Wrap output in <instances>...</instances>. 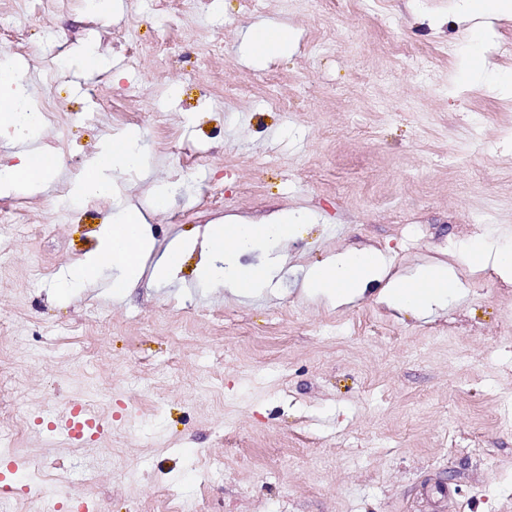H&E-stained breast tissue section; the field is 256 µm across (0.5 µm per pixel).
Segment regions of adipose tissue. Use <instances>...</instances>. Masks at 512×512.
Masks as SVG:
<instances>
[{"instance_id": "adipose-tissue-1", "label": "adipose tissue", "mask_w": 512, "mask_h": 512, "mask_svg": "<svg viewBox=\"0 0 512 512\" xmlns=\"http://www.w3.org/2000/svg\"><path fill=\"white\" fill-rule=\"evenodd\" d=\"M512 17V0H463L456 22L472 35L490 33L494 23ZM0 100L7 102V112L0 114V136L14 143L34 140L44 127V117L32 101L27 86L10 65L0 64ZM133 133L124 132L107 138L99 152L76 181L72 193L76 198L109 197L116 190L118 177L134 166L130 155ZM57 154L49 149L38 155H23L20 163L0 167V187L34 189L44 186L57 173ZM300 222L288 216H277L267 223L215 224L207 230L211 249L209 261L201 268L202 279L224 286L237 296H252L262 285L280 277L284 259L267 255L251 264H243L245 249L295 238ZM153 249L146 232V219L133 205H126L121 215L108 224L98 253L71 271L66 283L83 286L94 282L105 265L120 269L113 276L112 292L125 295L139 280L142 260ZM385 271L383 255L372 248L347 249L329 261L306 270L302 289L336 305L359 299L366 287L379 280ZM459 281L452 267L433 263L419 267L412 274L390 280L386 299L402 311L427 313L444 306L455 295Z\"/></svg>"}]
</instances>
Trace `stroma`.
<instances>
[{"instance_id":"35a3bbf8","label":"stroma","mask_w":512,"mask_h":512,"mask_svg":"<svg viewBox=\"0 0 512 512\" xmlns=\"http://www.w3.org/2000/svg\"><path fill=\"white\" fill-rule=\"evenodd\" d=\"M459 4L204 0L183 38L168 22L185 0H112L92 25L87 0H0L17 75L57 110L34 146L59 158L48 191L0 189L38 227L0 223V391L17 457L52 475L34 493L7 481L11 512H171L176 497L191 512H512V281L460 255L512 245V95L467 78ZM259 24L292 30L280 56H248ZM133 42L172 50L132 63ZM88 50L106 66L80 68ZM120 131L142 143L136 169L114 197L72 202ZM131 201L154 242L131 292L113 295L108 269L62 287ZM296 212L309 221L276 247L279 283L238 298L198 282L208 225ZM180 244L177 277L156 282ZM350 247L380 251L392 277L447 263L462 293L426 317L392 307L382 280L342 307L303 293L304 270ZM89 399L100 433L51 436L48 405ZM183 248L169 249L155 264L153 276L160 282H166L180 269Z\"/></svg>"}]
</instances>
